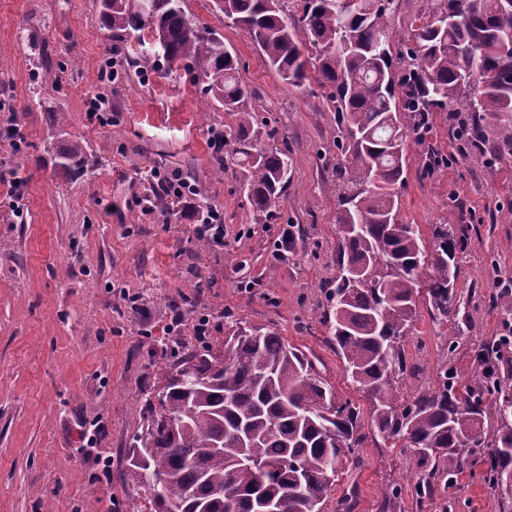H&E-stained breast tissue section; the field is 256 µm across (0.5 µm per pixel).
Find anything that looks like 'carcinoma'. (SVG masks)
Masks as SVG:
<instances>
[{"label": "carcinoma", "mask_w": 512, "mask_h": 512, "mask_svg": "<svg viewBox=\"0 0 512 512\" xmlns=\"http://www.w3.org/2000/svg\"><path fill=\"white\" fill-rule=\"evenodd\" d=\"M394 0H213L251 37L282 80H314L336 112V277L323 288L319 322L369 404L370 430L415 457L416 505L482 465L484 484L512 504V336L471 342L466 311L479 298L512 319V287L484 295L456 289L471 224H434L426 245L400 220L409 145L422 144L433 113L448 112L453 137L492 165L512 156V0H423L414 47L393 77L389 15ZM116 37L148 31L161 52L132 56L142 72L194 66L193 83L233 119L224 125L219 171L237 177L256 220H271L291 180L288 145H266L247 108L252 91L220 33L200 27L180 0H100ZM85 146L55 151L63 172L84 170ZM196 241L214 243L211 208L194 211ZM425 293L445 331L433 387L408 393L404 341ZM466 351L469 364L458 369ZM125 454L150 512H325L353 450L366 440L361 408L340 399L301 349L274 329L237 325L222 343L178 359L145 400Z\"/></svg>", "instance_id": "cac0c4a2"}]
</instances>
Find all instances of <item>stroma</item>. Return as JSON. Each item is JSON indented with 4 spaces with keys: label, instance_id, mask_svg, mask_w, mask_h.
Listing matches in <instances>:
<instances>
[{
    "label": "stroma",
    "instance_id": "1",
    "mask_svg": "<svg viewBox=\"0 0 512 512\" xmlns=\"http://www.w3.org/2000/svg\"><path fill=\"white\" fill-rule=\"evenodd\" d=\"M186 14L222 34L239 59L248 102L290 150L291 183L278 209L298 229L289 259H277L279 224H258L232 171L216 174L209 131L229 121L208 106L189 73L137 74L102 87L106 57L125 63L137 38H113L98 0H0V138L19 131V150H0V173L20 178L23 216L0 183V512H146L147 493L119 460L133 444L135 408L164 381L158 368L174 352L200 343L195 312L175 315L183 297L200 309L222 308L249 326L275 329L288 344L315 356L341 399L365 400L317 322L325 283L336 274V114L317 82L285 83L247 32L215 11L212 0H182ZM77 69H70V62ZM56 74V89L40 76ZM106 93L112 119L89 110ZM62 110L67 139L88 147L83 173L53 164L60 139L48 106ZM428 142L444 162L428 170L419 147L407 154L400 217L429 230L471 224L460 255L458 292L492 289L488 257L512 278V161L487 167L448 131L437 113ZM190 174L199 199L224 216V243L202 250L188 213L146 210L153 170ZM442 326L426 305L405 339L415 368L412 391L432 386L442 361ZM105 424L112 481L100 480L90 456L88 421ZM327 504L334 512L355 489L354 512H379L392 483H405L415 459L367 438ZM502 512L480 479L462 478L446 497L417 509L404 496L398 512Z\"/></svg>",
    "mask_w": 512,
    "mask_h": 512
}]
</instances>
